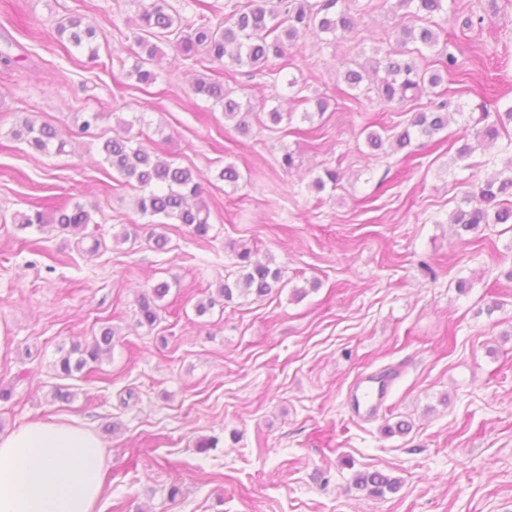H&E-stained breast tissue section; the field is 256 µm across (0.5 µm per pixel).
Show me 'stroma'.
Masks as SVG:
<instances>
[{"label": "stroma", "instance_id": "obj_1", "mask_svg": "<svg viewBox=\"0 0 512 512\" xmlns=\"http://www.w3.org/2000/svg\"><path fill=\"white\" fill-rule=\"evenodd\" d=\"M394 0H371L362 43L306 32L288 57L262 69L190 66L159 44L154 83L131 77L123 56L132 0H0V213L84 204L106 246L76 249L58 232L0 223V325L12 345L0 359V432L34 419H68L104 443L101 512H512V231L493 224L457 238L449 213L493 170V147L463 160L468 116L433 139L373 152L367 126L405 113L341 74L394 39ZM438 22L463 63L442 86L464 108L512 103V0H453ZM480 17L464 31L454 14ZM83 16L100 29L99 59L66 52L56 22ZM223 79L233 97L280 108L290 121L250 119L235 129L192 91ZM330 105L316 113L314 98ZM105 118L79 132L81 113ZM144 116L139 140L207 179L209 242L166 224V249L134 208V191L99 151L118 119ZM62 130L64 153L37 154L10 132L22 118ZM293 149L294 169L280 165ZM228 165L237 182L220 180ZM326 167L336 187L315 191ZM135 239L115 242L123 230ZM273 259L286 282L262 300L216 304L197 315L234 269L230 244ZM168 282L161 321L138 327L134 298ZM465 289H458V282ZM297 288L304 297H294ZM116 333L98 363L59 380L61 350L102 327ZM391 374L378 413L355 411L352 386ZM70 394L55 399L56 387ZM136 399L122 404L126 389ZM411 423L388 436L386 424ZM203 438L216 448L199 451ZM402 486L383 498L356 489L360 471ZM179 487L170 498L171 487Z\"/></svg>", "mask_w": 512, "mask_h": 512}]
</instances>
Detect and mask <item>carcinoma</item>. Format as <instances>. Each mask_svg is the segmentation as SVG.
Returning <instances> with one entry per match:
<instances>
[{
	"instance_id": "obj_1",
	"label": "carcinoma",
	"mask_w": 512,
	"mask_h": 512,
	"mask_svg": "<svg viewBox=\"0 0 512 512\" xmlns=\"http://www.w3.org/2000/svg\"><path fill=\"white\" fill-rule=\"evenodd\" d=\"M134 2L138 10L127 23L132 43L141 49V54L137 55L131 74L141 83L155 78L153 72L144 69V64L145 58L154 57L157 40L173 42L181 57L194 65L202 50L208 60L222 61L227 68L257 69L272 57H284L305 30L344 39L358 37L362 11L360 7H351L358 0H243L218 26L205 17L184 26L169 13L166 0ZM394 8L405 12L414 23L399 28L396 47L382 53L377 51L357 67L347 69L343 80L349 88L358 89L370 77L381 102L402 108L423 96H437L435 89L441 85L443 75L457 71L459 60L455 43L442 38L443 28L433 21L435 15L448 11L447 0H395ZM56 33L58 38L75 47H88L90 58H95L99 33L83 22L82 17L61 20ZM424 49L436 51L435 68L431 71L421 68L417 62V56ZM193 93L220 107L224 119L233 123L235 129L243 134L248 131L253 106L231 97L224 90V83L199 78L193 85ZM479 109L480 116L474 125L478 145L498 143L505 157L501 168L465 193L451 212L448 223L456 227L460 236L475 233L483 225L512 224V137H504L506 126L512 123V105L497 113L492 123L487 121L486 106L481 104ZM449 119V102L441 99L426 110L411 112L406 125L398 132L391 134L387 128L368 132L366 142L374 150L383 151L387 145L402 150L415 136L433 138L448 127ZM118 127L119 132L102 140L100 153L122 182L138 189L137 211L143 216L186 224L197 239L207 240L211 231L210 212L202 198L204 187L200 175L188 167L163 160L137 144L136 136L132 135V122L120 120ZM10 135L40 153L65 152L66 142L59 137L56 127L46 122L38 124L26 117ZM12 221L22 228L35 226L42 230L50 226L76 237L84 234L92 215L77 202L54 210L48 220L42 212L35 211L17 212ZM232 251L236 256V273L219 283L217 297L211 296L196 305L198 315H205L218 298L226 304L239 299L261 300L286 287L282 283L281 269L272 262L251 260V250L245 246L234 247ZM169 291L170 284L161 281L147 286L135 297L138 326L150 331L155 328L161 319L159 301ZM114 338L112 328L105 327L90 342L73 345L56 361L60 376L71 377L82 372L89 363L97 362L111 351ZM353 484L371 496L383 497L397 493L401 479L379 470L360 471L354 476Z\"/></svg>"
}]
</instances>
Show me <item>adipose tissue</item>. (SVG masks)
Wrapping results in <instances>:
<instances>
[{
  "mask_svg": "<svg viewBox=\"0 0 512 512\" xmlns=\"http://www.w3.org/2000/svg\"><path fill=\"white\" fill-rule=\"evenodd\" d=\"M104 457L98 437L74 423L0 433V512H100Z\"/></svg>",
  "mask_w": 512,
  "mask_h": 512,
  "instance_id": "adipose-tissue-1",
  "label": "adipose tissue"
}]
</instances>
